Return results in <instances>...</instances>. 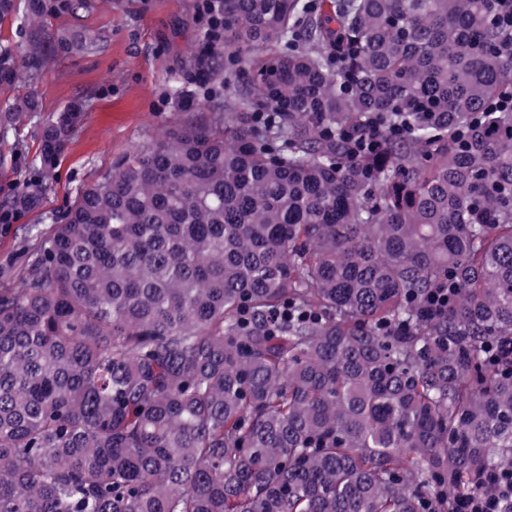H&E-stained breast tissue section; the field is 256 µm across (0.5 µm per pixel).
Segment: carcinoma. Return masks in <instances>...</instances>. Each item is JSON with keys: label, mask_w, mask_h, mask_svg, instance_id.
Wrapping results in <instances>:
<instances>
[{"label": "carcinoma", "mask_w": 512, "mask_h": 512, "mask_svg": "<svg viewBox=\"0 0 512 512\" xmlns=\"http://www.w3.org/2000/svg\"><path fill=\"white\" fill-rule=\"evenodd\" d=\"M497 0H224V101L30 224L0 512H512V29ZM0 87L55 51L27 0ZM35 111L0 108V142ZM43 126L45 172L82 122ZM26 193L0 203L10 218ZM450 289L448 305L427 297Z\"/></svg>", "instance_id": "carcinoma-1"}]
</instances>
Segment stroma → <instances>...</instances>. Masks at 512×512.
Returning <instances> with one entry per match:
<instances>
[{
    "label": "stroma",
    "mask_w": 512,
    "mask_h": 512,
    "mask_svg": "<svg viewBox=\"0 0 512 512\" xmlns=\"http://www.w3.org/2000/svg\"><path fill=\"white\" fill-rule=\"evenodd\" d=\"M44 33L55 39L65 30L99 37L95 53L58 55L38 76L22 72L9 93L34 97L39 110L13 133L22 146L14 152L0 144L8 161L0 170V200L35 191L42 197L36 211L19 212L12 233L0 236V267L14 265L23 226H48L64 214L68 203L87 183L111 172L115 164L161 137L171 127L209 121L210 100H223V79L214 97L190 84L188 71L202 50L203 36L193 24V0H89L73 13L45 0ZM181 96H174L173 85ZM87 107L74 139L57 157L48 177H40L32 161L41 149V124L71 102Z\"/></svg>",
    "instance_id": "stroma-1"
}]
</instances>
